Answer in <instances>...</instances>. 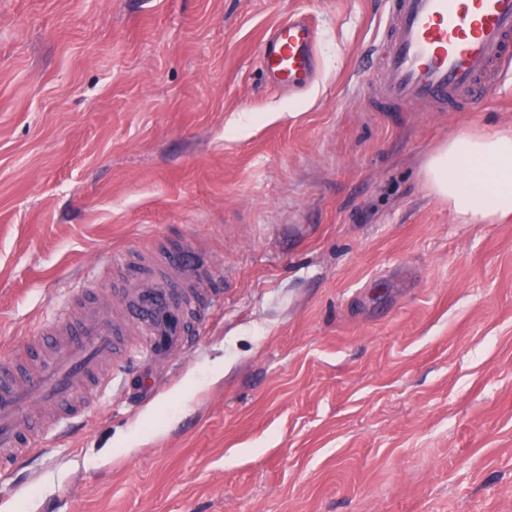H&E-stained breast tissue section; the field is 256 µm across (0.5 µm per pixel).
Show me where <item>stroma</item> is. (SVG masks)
<instances>
[{"instance_id": "stroma-1", "label": "stroma", "mask_w": 512, "mask_h": 512, "mask_svg": "<svg viewBox=\"0 0 512 512\" xmlns=\"http://www.w3.org/2000/svg\"><path fill=\"white\" fill-rule=\"evenodd\" d=\"M381 0H0V363L154 243L217 275L144 396L94 394L0 478V512H512V217L462 224L423 166L477 112L355 91ZM308 15L320 67L259 45ZM316 32L304 14L277 23L264 37L260 56L268 80L276 87L300 92L317 72Z\"/></svg>"}]
</instances>
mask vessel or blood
I'll return each instance as SVG.
<instances>
[{
	"mask_svg": "<svg viewBox=\"0 0 512 512\" xmlns=\"http://www.w3.org/2000/svg\"><path fill=\"white\" fill-rule=\"evenodd\" d=\"M380 28L371 45L379 79L367 95L385 112H476L490 90L512 71V0H381ZM316 32L302 14L290 15L264 37L260 56L268 80L305 90L317 72ZM116 257L119 265L130 262ZM140 277L118 301H80V322L66 330L48 323L23 374L0 371V473L12 474L33 448L36 412L50 407L61 423L82 418L78 397L89 386L110 385L128 370L119 336L140 337L142 351L168 360L194 330L187 317L209 269L180 248L140 251Z\"/></svg>",
	"mask_w": 512,
	"mask_h": 512,
	"instance_id": "obj_1",
	"label": "vessel or blood"
}]
</instances>
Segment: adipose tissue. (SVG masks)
Here are the masks:
<instances>
[{
    "label": "adipose tissue",
    "mask_w": 512,
    "mask_h": 512,
    "mask_svg": "<svg viewBox=\"0 0 512 512\" xmlns=\"http://www.w3.org/2000/svg\"><path fill=\"white\" fill-rule=\"evenodd\" d=\"M424 178L460 223L512 216V129L456 133L428 157Z\"/></svg>",
    "instance_id": "obj_1"
}]
</instances>
